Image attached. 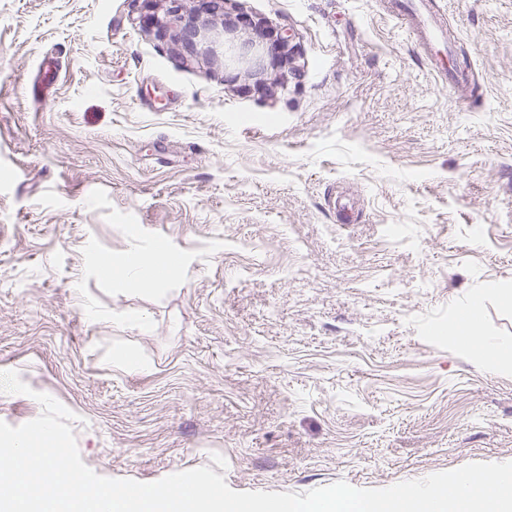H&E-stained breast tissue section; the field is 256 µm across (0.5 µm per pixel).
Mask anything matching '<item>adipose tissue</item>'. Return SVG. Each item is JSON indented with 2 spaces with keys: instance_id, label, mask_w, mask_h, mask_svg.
<instances>
[{
  "instance_id": "obj_1",
  "label": "adipose tissue",
  "mask_w": 512,
  "mask_h": 512,
  "mask_svg": "<svg viewBox=\"0 0 512 512\" xmlns=\"http://www.w3.org/2000/svg\"><path fill=\"white\" fill-rule=\"evenodd\" d=\"M99 274L109 276L121 289L144 290L173 279L180 259L162 246L130 257L120 267L95 259ZM483 299L475 294L459 302L448 322V341L463 352L477 356L491 371L512 373V343L483 335L480 327Z\"/></svg>"
}]
</instances>
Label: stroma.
Masks as SVG:
<instances>
[{"label":"stroma","instance_id":"35a3bbf8","mask_svg":"<svg viewBox=\"0 0 512 512\" xmlns=\"http://www.w3.org/2000/svg\"><path fill=\"white\" fill-rule=\"evenodd\" d=\"M438 5L462 100L384 0H0V421L46 393L97 474L240 492L512 461V375L441 339L481 292L512 340V0ZM159 242L165 285L92 268Z\"/></svg>","mask_w":512,"mask_h":512}]
</instances>
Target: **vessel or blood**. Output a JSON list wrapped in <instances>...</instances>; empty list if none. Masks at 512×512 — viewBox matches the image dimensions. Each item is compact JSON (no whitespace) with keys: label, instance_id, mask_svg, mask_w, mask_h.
<instances>
[{"label":"vessel or blood","instance_id":"1","mask_svg":"<svg viewBox=\"0 0 512 512\" xmlns=\"http://www.w3.org/2000/svg\"><path fill=\"white\" fill-rule=\"evenodd\" d=\"M386 13L405 25L423 46L431 71H446L453 89L470 81V69L446 47L443 22L432 0H386Z\"/></svg>","mask_w":512,"mask_h":512}]
</instances>
